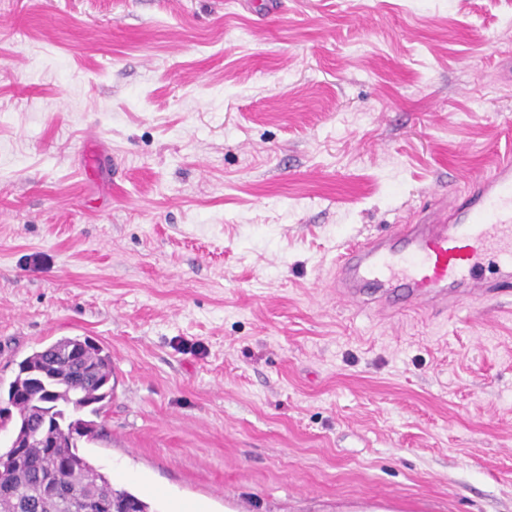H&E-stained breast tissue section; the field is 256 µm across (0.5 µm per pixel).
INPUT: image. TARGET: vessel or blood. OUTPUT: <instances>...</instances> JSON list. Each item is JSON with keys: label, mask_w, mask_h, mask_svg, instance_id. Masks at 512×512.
Masks as SVG:
<instances>
[{"label": "vessel or blood", "mask_w": 512, "mask_h": 512, "mask_svg": "<svg viewBox=\"0 0 512 512\" xmlns=\"http://www.w3.org/2000/svg\"><path fill=\"white\" fill-rule=\"evenodd\" d=\"M487 261L497 279L482 284ZM335 262L336 296L353 305L368 288L384 311L444 312L462 293L495 300L512 286V155L457 192L453 206H436L428 223L393 225L345 248Z\"/></svg>", "instance_id": "1"}]
</instances>
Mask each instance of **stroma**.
<instances>
[{
  "label": "stroma",
  "instance_id": "35a3bbf8",
  "mask_svg": "<svg viewBox=\"0 0 512 512\" xmlns=\"http://www.w3.org/2000/svg\"><path fill=\"white\" fill-rule=\"evenodd\" d=\"M510 152L512 0H0V384L102 346L153 512H512V294L331 296Z\"/></svg>",
  "mask_w": 512,
  "mask_h": 512
}]
</instances>
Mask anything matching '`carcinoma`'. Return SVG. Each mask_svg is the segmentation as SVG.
<instances>
[{"label":"carcinoma","instance_id":"carcinoma-1","mask_svg":"<svg viewBox=\"0 0 512 512\" xmlns=\"http://www.w3.org/2000/svg\"><path fill=\"white\" fill-rule=\"evenodd\" d=\"M110 356L95 343L62 338L18 362L9 383L8 415L26 441L0 449V512H88L87 500L101 498L126 512L134 494L112 487L109 478L80 452L78 443L97 433L96 421L114 390Z\"/></svg>","mask_w":512,"mask_h":512}]
</instances>
